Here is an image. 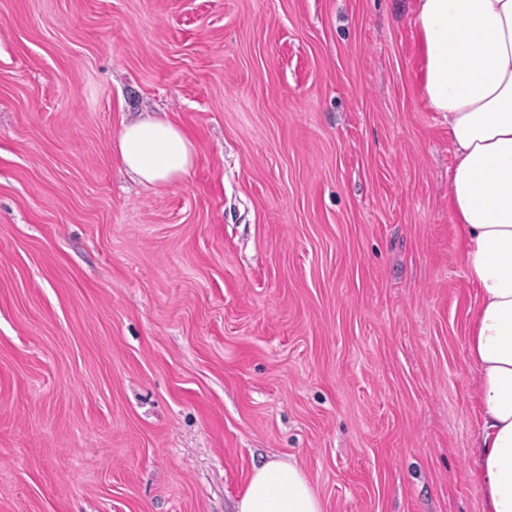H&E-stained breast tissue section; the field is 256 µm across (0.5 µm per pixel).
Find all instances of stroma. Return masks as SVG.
Instances as JSON below:
<instances>
[{"label":"stroma","mask_w":512,"mask_h":512,"mask_svg":"<svg viewBox=\"0 0 512 512\" xmlns=\"http://www.w3.org/2000/svg\"><path fill=\"white\" fill-rule=\"evenodd\" d=\"M414 0H0V512H484ZM163 112L184 181L134 183ZM113 142L123 166L144 185L179 183L195 165L193 141L179 124L169 119L148 114L123 123ZM235 512H323V503L295 463L270 460L255 469Z\"/></svg>","instance_id":"35a3bbf8"}]
</instances>
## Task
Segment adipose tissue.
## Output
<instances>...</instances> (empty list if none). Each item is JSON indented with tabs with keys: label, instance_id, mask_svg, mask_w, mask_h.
<instances>
[{
	"label": "adipose tissue",
	"instance_id": "ef3b65f1",
	"mask_svg": "<svg viewBox=\"0 0 512 512\" xmlns=\"http://www.w3.org/2000/svg\"><path fill=\"white\" fill-rule=\"evenodd\" d=\"M414 20L423 94L448 123V210L479 290L466 339L482 420L473 476L485 512H512V0H416ZM113 142L145 185L179 183L195 165L193 141L169 119L122 124ZM236 512H323V503L298 465L271 460Z\"/></svg>",
	"mask_w": 512,
	"mask_h": 512
}]
</instances>
